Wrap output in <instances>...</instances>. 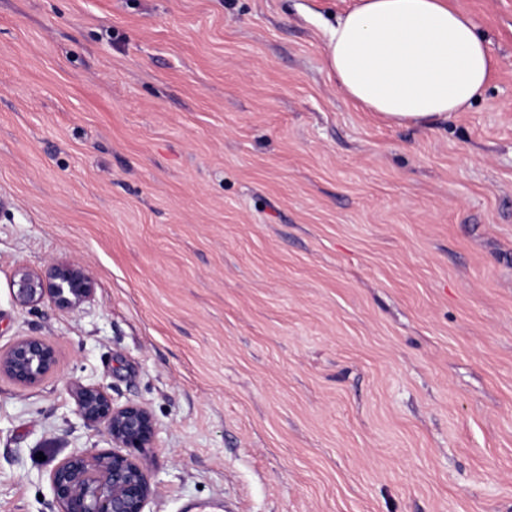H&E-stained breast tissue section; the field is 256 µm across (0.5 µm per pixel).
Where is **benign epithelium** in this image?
Here are the masks:
<instances>
[{"mask_svg": "<svg viewBox=\"0 0 512 512\" xmlns=\"http://www.w3.org/2000/svg\"><path fill=\"white\" fill-rule=\"evenodd\" d=\"M14 301L34 308L49 297L57 307L78 311L94 295V282L79 261L52 262L38 272L21 266L12 282ZM57 366L55 346L42 336H21L0 349V377L21 387L41 384ZM75 413L112 438L114 450H76L50 471L49 482L59 512H146L155 492L137 452L153 446L157 422L139 403L119 405L102 386L78 379L67 382Z\"/></svg>", "mask_w": 512, "mask_h": 512, "instance_id": "7a95c632", "label": "benign epithelium"}]
</instances>
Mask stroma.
Masks as SVG:
<instances>
[{"label": "stroma", "mask_w": 512, "mask_h": 512, "mask_svg": "<svg viewBox=\"0 0 512 512\" xmlns=\"http://www.w3.org/2000/svg\"><path fill=\"white\" fill-rule=\"evenodd\" d=\"M356 0H0V512L104 428L69 379L142 403L146 512H512V0H448L494 70L391 125L325 67ZM79 261L77 312L18 306ZM94 290L88 269L79 261L51 262L41 272L21 266L12 282L14 301L30 309L49 297L63 310L79 311L91 300ZM56 366V348L41 336H21L6 349H0V377L21 387L41 384Z\"/></svg>", "instance_id": "1"}]
</instances>
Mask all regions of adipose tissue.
<instances>
[{
	"label": "adipose tissue",
	"mask_w": 512,
	"mask_h": 512,
	"mask_svg": "<svg viewBox=\"0 0 512 512\" xmlns=\"http://www.w3.org/2000/svg\"><path fill=\"white\" fill-rule=\"evenodd\" d=\"M327 33L329 73L391 124L448 119L483 94L492 73L472 19L447 0H359Z\"/></svg>",
	"instance_id": "ef3b65f1"
}]
</instances>
